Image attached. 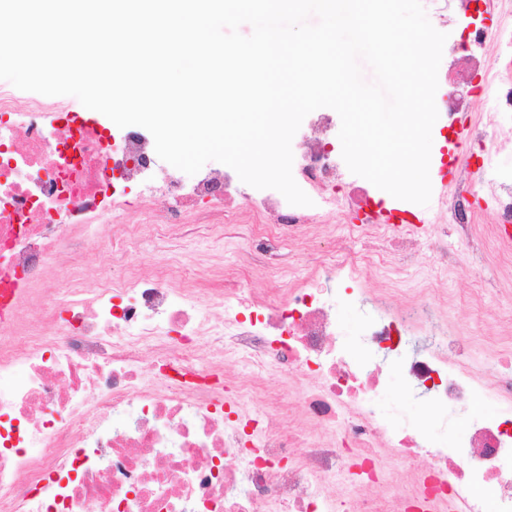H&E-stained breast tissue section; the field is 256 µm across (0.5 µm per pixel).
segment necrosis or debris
I'll list each match as a JSON object with an SVG mask.
<instances>
[{"label":"necrosis or debris","mask_w":512,"mask_h":512,"mask_svg":"<svg viewBox=\"0 0 512 512\" xmlns=\"http://www.w3.org/2000/svg\"><path fill=\"white\" fill-rule=\"evenodd\" d=\"M428 5L440 25H462L441 75L462 67L484 79L482 113L459 99L437 105L486 150L484 168L439 204L466 241L454 255L437 226L384 231L370 190L347 193L332 147L337 113H312L298 145L293 177L311 205L242 188L232 168L212 166L133 196L131 173L157 161L152 135L77 124L65 101L0 84V291L53 296L44 325L24 323L20 305L0 325V512H486L482 487L495 489L496 512H512V333L486 337L493 355L475 366L472 338L439 316L453 300L482 323L478 292L446 282L472 270L485 239L512 261V172L496 168L494 141L512 117V83L491 78L485 53L498 45L511 68L512 28L467 26L470 0ZM478 191L498 215L482 231L470 203ZM129 211L136 221L97 251L122 278L86 287L87 230ZM326 212L344 217L342 234L297 264ZM192 224L240 238L232 272L205 260L143 269V231L167 249ZM428 249L440 274L407 285ZM64 254L55 288L48 273ZM272 267L273 286L254 293L250 281ZM340 282L360 313L356 348L336 312ZM395 379L454 413L463 434L444 446L378 411L374 394ZM480 398L499 413L477 409ZM393 456L412 462L395 499L381 490Z\"/></svg>","instance_id":"obj_1"}]
</instances>
